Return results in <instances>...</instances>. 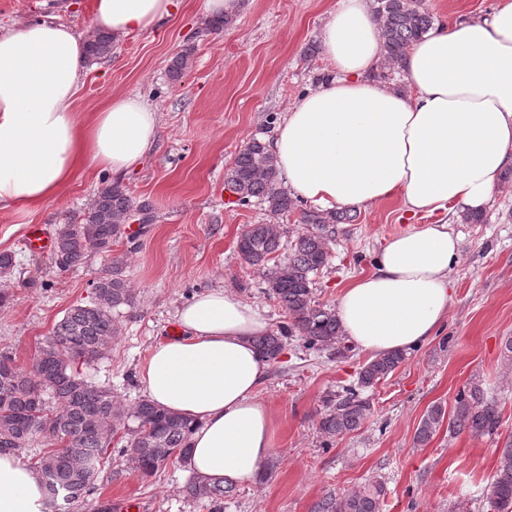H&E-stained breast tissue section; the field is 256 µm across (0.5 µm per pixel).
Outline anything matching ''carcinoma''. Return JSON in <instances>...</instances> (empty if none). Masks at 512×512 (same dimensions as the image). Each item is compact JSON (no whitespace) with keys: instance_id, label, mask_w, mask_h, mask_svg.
<instances>
[{"instance_id":"cac0c4a2","label":"carcinoma","mask_w":512,"mask_h":512,"mask_svg":"<svg viewBox=\"0 0 512 512\" xmlns=\"http://www.w3.org/2000/svg\"><path fill=\"white\" fill-rule=\"evenodd\" d=\"M375 15L383 33L384 69H399L410 44L430 32L435 16L424 0H376ZM112 51V36L95 31L86 44L87 60L95 62ZM224 185L237 195L242 206L256 202L265 207L269 221L247 224L237 239V251L249 266L262 271L268 294L286 312L288 322L264 336L252 339L270 361L277 360L291 337L309 351L321 352L338 346L343 329L336 312L316 304L315 277L331 260L329 243L338 226L353 224L357 211L299 208L282 184L281 175L266 143L250 140L224 173ZM133 206L127 189L119 183L101 188L91 206L77 221L60 225L54 256L62 271L83 265L93 254L107 257V264L92 281L94 299L70 309L55 324L48 345L34 358L32 371L16 364L8 351H0V453H23L40 434L46 449L31 458L30 465L41 476L46 502L53 507L84 501L95 489L102 456L112 447L118 430L126 429L127 454L143 476H152L174 458L184 460L189 452L191 424L183 417L159 408L147 399L137 402L132 412L118 405L112 389L97 386L70 371L81 361L93 363L112 349L120 332L112 311L133 303L123 263L112 258V244L126 233L125 221ZM299 212L302 227L282 241L278 220ZM288 252L284 262L274 260L280 250ZM406 359L402 351L374 356L357 372L356 381L325 399L319 433L326 443L361 428L371 411L364 392L393 373ZM57 404L51 409L48 399ZM132 421L135 426L126 425ZM448 422L453 435L498 434L500 407L482 384L471 382L459 390L450 417L441 406L423 416L415 442L426 445ZM229 485L192 477L185 496L208 512H224ZM483 497L491 512H512V436L499 449L497 468L487 481ZM385 487L370 483L358 491L327 493L315 501L310 512H384Z\"/></svg>"}]
</instances>
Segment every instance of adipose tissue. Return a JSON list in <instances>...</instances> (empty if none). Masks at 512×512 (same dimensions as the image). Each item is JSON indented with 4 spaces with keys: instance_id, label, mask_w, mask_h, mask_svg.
Returning a JSON list of instances; mask_svg holds the SVG:
<instances>
[{
    "instance_id": "1",
    "label": "adipose tissue",
    "mask_w": 512,
    "mask_h": 512,
    "mask_svg": "<svg viewBox=\"0 0 512 512\" xmlns=\"http://www.w3.org/2000/svg\"><path fill=\"white\" fill-rule=\"evenodd\" d=\"M177 0H95L92 23L113 37L162 29ZM334 75L298 97L268 147L296 197L331 209L399 199L412 214L483 210L512 167V0L442 23L407 49L405 85L375 79L381 26L369 0H339L321 31ZM85 44L56 18L0 27V210H36L85 164L126 172L153 147L159 115L119 95L88 123L74 98ZM460 240L446 224L409 226L386 241L373 271L344 288L336 313L362 351H405L434 335L454 291ZM179 333L140 373L148 400L193 425L189 471L256 483L273 450L258 395L271 363L252 339L269 331L258 304L214 288L176 311ZM37 472L0 454V512H43Z\"/></svg>"
}]
</instances>
